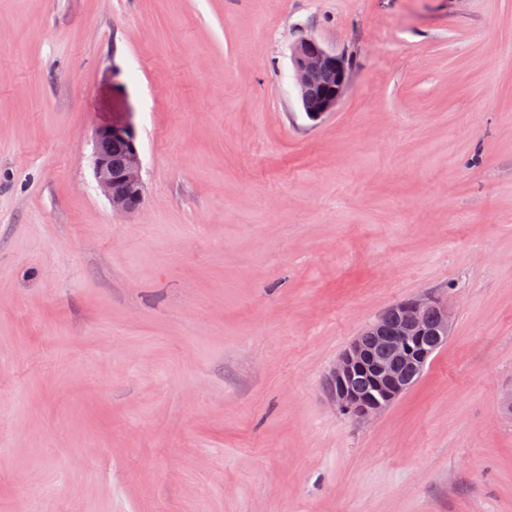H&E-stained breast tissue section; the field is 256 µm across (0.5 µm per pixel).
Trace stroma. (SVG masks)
I'll use <instances>...</instances> for the list:
<instances>
[{
    "label": "stroma",
    "instance_id": "obj_1",
    "mask_svg": "<svg viewBox=\"0 0 512 512\" xmlns=\"http://www.w3.org/2000/svg\"><path fill=\"white\" fill-rule=\"evenodd\" d=\"M304 36L351 68L317 122ZM427 290L447 345L335 412ZM510 394L512 0H0V512H512ZM131 114L98 127L94 134V176L112 209L118 212L135 210L143 197L142 159ZM113 142L124 145L123 160L122 146ZM112 156L114 162L122 161L114 165ZM397 309L398 320L388 324L387 317ZM435 312L439 323L426 326L424 315ZM453 310L447 300L425 292L386 309L370 323L330 368L325 393L334 410L364 422L380 415L407 389L412 377L421 372L439 346L448 341ZM370 335L382 349L377 352L364 341ZM434 339L431 349L428 343ZM360 391L355 387L356 376Z\"/></svg>",
    "mask_w": 512,
    "mask_h": 512
}]
</instances>
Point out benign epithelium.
Here are the masks:
<instances>
[{
    "mask_svg": "<svg viewBox=\"0 0 512 512\" xmlns=\"http://www.w3.org/2000/svg\"><path fill=\"white\" fill-rule=\"evenodd\" d=\"M294 77L302 109L318 120L335 110L350 80L344 56L311 37L300 38L292 50ZM95 179L112 209L131 212L143 197L142 159L131 116L112 120L94 134ZM124 145L123 160L112 162V143ZM439 317L426 325L428 311ZM453 310L441 297L425 292L386 309L357 337L330 368L325 393L331 406L356 422L380 415L407 389L439 346L448 341ZM360 373L369 376L372 393L356 390Z\"/></svg>",
    "mask_w": 512,
    "mask_h": 512,
    "instance_id": "obj_1",
    "label": "benign epithelium"
}]
</instances>
